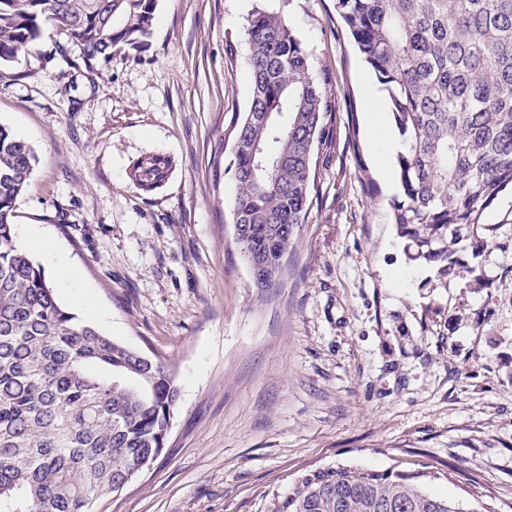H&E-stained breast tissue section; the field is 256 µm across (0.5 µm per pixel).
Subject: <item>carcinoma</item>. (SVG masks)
Instances as JSON below:
<instances>
[{"mask_svg": "<svg viewBox=\"0 0 512 512\" xmlns=\"http://www.w3.org/2000/svg\"><path fill=\"white\" fill-rule=\"evenodd\" d=\"M158 0H0V67L29 52L50 22L89 69L112 49L138 50ZM336 17L387 92L403 150L391 203L406 258L443 278L477 258L494 227L485 210L512 188V0H334ZM252 88L230 127L232 223L250 235L244 261L274 284L305 222L319 155L333 146L330 72L315 70L283 11L247 20ZM36 157L0 124V512H96L165 447L179 399L161 362L81 321L55 299L41 266L15 241L14 207ZM161 156L130 180L159 187ZM282 512H466L395 472L344 468L303 477Z\"/></svg>", "mask_w": 512, "mask_h": 512, "instance_id": "1", "label": "carcinoma"}]
</instances>
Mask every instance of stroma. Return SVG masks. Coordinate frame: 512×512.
Returning <instances> with one entry per match:
<instances>
[{
  "mask_svg": "<svg viewBox=\"0 0 512 512\" xmlns=\"http://www.w3.org/2000/svg\"><path fill=\"white\" fill-rule=\"evenodd\" d=\"M260 0H158L146 48L101 71L43 62L62 36L0 69V124L36 164L15 231L56 300L158 359L180 399L150 470L100 512H277L306 475L398 471L465 512H512V192L486 209L497 231L449 279L413 263L392 222L380 159L387 93L332 0L286 15L325 65L336 143L275 283L257 287L233 239L227 130L251 88L247 19ZM170 158L159 188L127 173Z\"/></svg>",
  "mask_w": 512,
  "mask_h": 512,
  "instance_id": "35a3bbf8",
  "label": "stroma"
}]
</instances>
